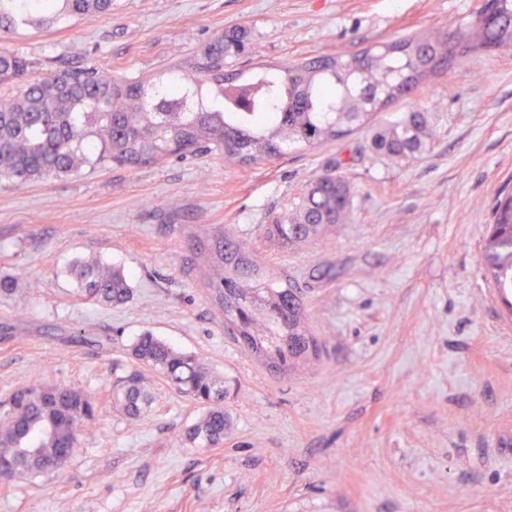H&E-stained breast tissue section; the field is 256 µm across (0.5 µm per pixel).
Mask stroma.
<instances>
[{"label":"stroma","mask_w":512,"mask_h":512,"mask_svg":"<svg viewBox=\"0 0 512 512\" xmlns=\"http://www.w3.org/2000/svg\"><path fill=\"white\" fill-rule=\"evenodd\" d=\"M480 0H113L44 30L0 31V51L40 71L96 65L165 78L180 57L242 26L259 67L473 23ZM435 137L396 165L363 133L240 167L211 152L141 169L0 180V403L41 373L99 396L149 330L226 380L223 446L184 439L199 413L163 381L139 420L100 405L57 472L0 480V512H512V320L487 280L492 210L512 190V54L456 61L410 104ZM354 185L351 219L292 249L263 227L331 162ZM229 228L266 275L296 288L319 358L270 372L224 330L191 265V235ZM94 255L123 268L132 299H81L67 273Z\"/></svg>","instance_id":"1"}]
</instances>
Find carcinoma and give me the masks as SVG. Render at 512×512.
<instances>
[{
	"instance_id": "1",
	"label": "carcinoma",
	"mask_w": 512,
	"mask_h": 512,
	"mask_svg": "<svg viewBox=\"0 0 512 512\" xmlns=\"http://www.w3.org/2000/svg\"><path fill=\"white\" fill-rule=\"evenodd\" d=\"M495 17L460 29L455 49L443 35L415 34L353 57L320 56L244 79L224 71V59L248 50L245 32L227 29L182 59L147 92L144 81L115 77L95 66L35 75L36 63L0 51V84L19 91L0 102V176L17 186L73 174L86 167L135 169L167 157L209 151L250 166L284 155L290 144L333 143L369 132L367 149L392 162L426 154L432 144L427 108L415 105L383 123L374 117L414 97L429 79L448 73L461 56L512 50V0H496ZM112 13V0H0V28L42 29L85 15ZM340 163L311 181L298 202L264 235L284 248L305 242L352 212V187ZM192 254L224 328L269 370L285 374L317 356L311 318L288 283L264 279L255 255L227 231L194 237ZM486 273L512 287V193L499 198L484 244ZM70 274L81 296L101 306L127 303L124 271L94 256L74 261ZM131 368L107 394L112 407L139 419L151 407L148 387L159 377L203 408L187 429L195 447L224 444L230 417L227 390L196 355L171 347L150 331L133 342ZM96 397L36 379L17 387L0 415V478L37 477L77 452L78 432L95 418Z\"/></svg>"
}]
</instances>
